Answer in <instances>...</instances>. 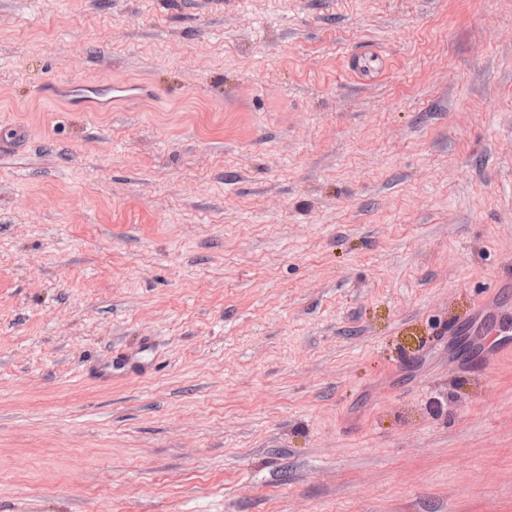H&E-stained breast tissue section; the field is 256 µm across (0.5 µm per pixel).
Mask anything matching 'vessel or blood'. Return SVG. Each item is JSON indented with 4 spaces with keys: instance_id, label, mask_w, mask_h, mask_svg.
I'll return each instance as SVG.
<instances>
[{
    "instance_id": "obj_1",
    "label": "vessel or blood",
    "mask_w": 512,
    "mask_h": 512,
    "mask_svg": "<svg viewBox=\"0 0 512 512\" xmlns=\"http://www.w3.org/2000/svg\"><path fill=\"white\" fill-rule=\"evenodd\" d=\"M154 94L153 88L140 83L112 86L60 80L45 82L40 89L41 98L64 102L74 112H108L115 103L141 102L151 99Z\"/></svg>"
}]
</instances>
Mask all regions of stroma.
<instances>
[{
    "label": "stroma",
    "mask_w": 512,
    "mask_h": 512,
    "mask_svg": "<svg viewBox=\"0 0 512 512\" xmlns=\"http://www.w3.org/2000/svg\"><path fill=\"white\" fill-rule=\"evenodd\" d=\"M509 322L512 0H0V512H512ZM155 95L148 85L130 83L112 86L100 83H75L71 81H47L42 84L40 97L49 101H62L74 112H110L118 102L131 104L146 101Z\"/></svg>",
    "instance_id": "35a3bbf8"
}]
</instances>
